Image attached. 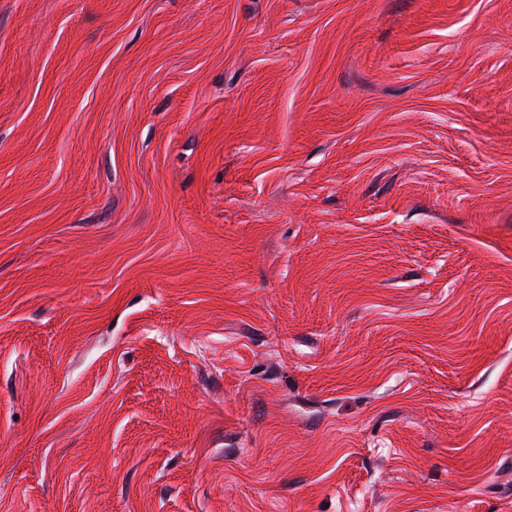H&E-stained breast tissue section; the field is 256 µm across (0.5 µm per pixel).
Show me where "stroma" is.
<instances>
[{
    "label": "stroma",
    "mask_w": 512,
    "mask_h": 512,
    "mask_svg": "<svg viewBox=\"0 0 512 512\" xmlns=\"http://www.w3.org/2000/svg\"><path fill=\"white\" fill-rule=\"evenodd\" d=\"M0 512H512V0H0Z\"/></svg>",
    "instance_id": "35a3bbf8"
}]
</instances>
